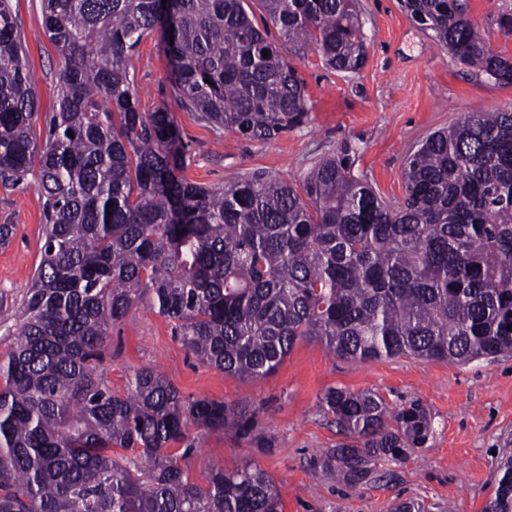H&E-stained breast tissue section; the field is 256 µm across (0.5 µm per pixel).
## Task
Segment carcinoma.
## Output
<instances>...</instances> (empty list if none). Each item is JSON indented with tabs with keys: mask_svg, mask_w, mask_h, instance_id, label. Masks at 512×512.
Returning a JSON list of instances; mask_svg holds the SVG:
<instances>
[{
	"mask_svg": "<svg viewBox=\"0 0 512 512\" xmlns=\"http://www.w3.org/2000/svg\"><path fill=\"white\" fill-rule=\"evenodd\" d=\"M10 2L0 179L36 175L46 224L0 357V512H282L264 470L219 466L202 488L170 451L190 425L272 450L246 409L185 398L154 367L112 393L109 331L144 301L200 362L240 379L272 374L306 338L360 362L512 353V111L468 112L431 133L405 159L394 208L354 173L350 147L299 188L259 173L193 183L171 113L139 109L133 51L158 30L181 104L201 120L257 141L299 127L305 87L268 25L289 51L355 72L366 61L355 0H261L259 24L243 0H43L62 67L42 142ZM403 7L458 62L512 85V59L481 37L466 0ZM321 404L345 436L321 467L351 487L430 431L417 399L390 412L374 392L330 388ZM482 512H512L511 456Z\"/></svg>",
	"mask_w": 512,
	"mask_h": 512,
	"instance_id": "carcinoma-1",
	"label": "carcinoma"
}]
</instances>
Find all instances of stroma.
<instances>
[{"instance_id":"stroma-1","label":"stroma","mask_w":512,"mask_h":512,"mask_svg":"<svg viewBox=\"0 0 512 512\" xmlns=\"http://www.w3.org/2000/svg\"><path fill=\"white\" fill-rule=\"evenodd\" d=\"M468 16L491 48L512 58V38L497 18L512 0H467ZM27 47L42 112L53 109L59 55L43 33L42 0H11ZM368 43L365 65L355 72L326 68L313 52L294 66L305 85L307 117L299 128L268 141L243 138L182 108L171 81L172 65L160 33L139 45L131 76L144 112L167 108L188 153L184 175L203 186H221L260 171L300 184L319 159L356 149L354 169L366 175L393 206L404 197L407 155L432 132L464 113L512 110V85L495 84L477 68L454 60L402 10L399 0H359ZM45 199L33 177L0 183V356L15 342L14 313L39 263L44 243ZM107 378L125 394L134 369L153 366L183 396L208 397L253 410L259 431L274 448L262 453L229 431L190 427L193 450L177 444L181 466L206 486L219 466L255 465L279 487L283 512H394L402 501L432 505L434 512H481L493 491L502 458L512 455V355L468 363L408 356L362 363L333 356L316 339L300 340L279 368L243 380L205 366L189 353L174 325L140 305L115 326L108 341ZM330 387L380 394L388 407L420 399L431 418L424 447L378 464L372 481L351 488L318 462L343 442L320 407Z\"/></svg>"}]
</instances>
